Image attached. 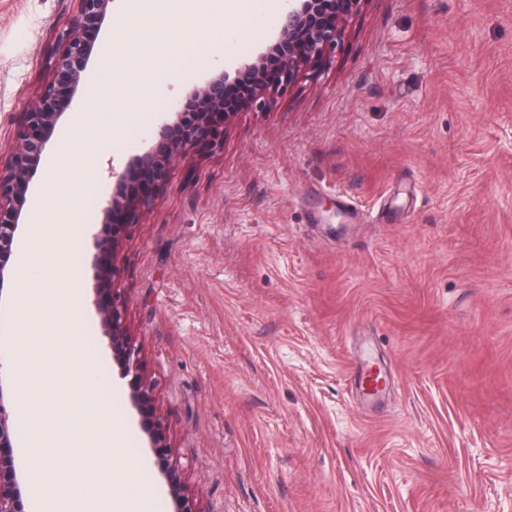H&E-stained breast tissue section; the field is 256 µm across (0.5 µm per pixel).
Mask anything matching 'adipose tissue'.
Returning <instances> with one entry per match:
<instances>
[{
    "instance_id": "ef3b65f1",
    "label": "adipose tissue",
    "mask_w": 512,
    "mask_h": 512,
    "mask_svg": "<svg viewBox=\"0 0 512 512\" xmlns=\"http://www.w3.org/2000/svg\"><path fill=\"white\" fill-rule=\"evenodd\" d=\"M271 0H130V8L122 24V36L113 47V57L132 59L140 54L141 42L148 33L146 19L168 17L173 8L184 6L206 7L217 14L237 12L255 13L265 10Z\"/></svg>"
}]
</instances>
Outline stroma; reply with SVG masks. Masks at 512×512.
<instances>
[{
  "instance_id": "35a3bbf8",
  "label": "stroma",
  "mask_w": 512,
  "mask_h": 512,
  "mask_svg": "<svg viewBox=\"0 0 512 512\" xmlns=\"http://www.w3.org/2000/svg\"><path fill=\"white\" fill-rule=\"evenodd\" d=\"M77 0H0V153L52 73ZM283 0L237 21L203 10L194 67L157 58L106 66L126 0H112L86 88L50 137L22 206L46 200L51 165L89 144L73 125L108 112L112 87L144 100L101 130L86 205L60 248V291L96 369L104 427L121 421L146 490L167 484L96 313L93 235L110 170L155 143L165 113L234 73L278 33ZM220 36H213L214 28ZM222 149L179 160L149 208L113 215L122 323L154 388L171 458L201 512H512V0H365L320 75L224 126ZM17 290L0 303V380L47 401L45 351L21 384ZM366 350L394 377L374 407L350 375Z\"/></svg>"
}]
</instances>
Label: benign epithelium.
I'll use <instances>...</instances> for the list:
<instances>
[{"label": "benign epithelium", "instance_id": "7a95c632", "mask_svg": "<svg viewBox=\"0 0 512 512\" xmlns=\"http://www.w3.org/2000/svg\"><path fill=\"white\" fill-rule=\"evenodd\" d=\"M76 15L63 45L51 63L52 78L38 101L21 115L17 146L0 157V255L8 253L24 229L25 217L17 200L29 182L30 172L45 156L51 130L55 129L79 87L93 53L84 33L101 25L110 0H78ZM365 0H288V11L275 41L254 59L246 61L235 76L221 73L193 87L179 110L163 119L154 148L138 158L144 180L150 186L164 183L173 161L199 146L216 148L220 141L219 120L229 121L238 113L262 110L277 95L293 88L304 76L317 73L336 51L346 23ZM129 172L111 170L115 179L112 196L102 210L103 222L112 213L132 205L145 207L150 195L130 198L124 194ZM118 225L112 235L98 242L103 249L97 265L95 292L97 313L113 360L129 378V398L142 418V428L156 463L161 468L173 503V512H200L196 500L181 485L179 469L170 461L165 423L157 415L151 382L142 374L139 353L131 344L112 288L116 269L105 256L115 250ZM14 425L6 409L0 385V512H26L20 482L11 454Z\"/></svg>", "mask_w": 512, "mask_h": 512}]
</instances>
